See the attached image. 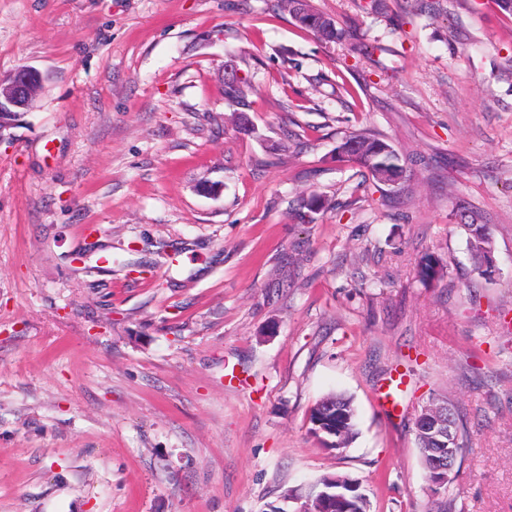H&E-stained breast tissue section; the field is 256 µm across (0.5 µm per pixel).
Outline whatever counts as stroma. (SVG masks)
<instances>
[{
    "mask_svg": "<svg viewBox=\"0 0 512 512\" xmlns=\"http://www.w3.org/2000/svg\"><path fill=\"white\" fill-rule=\"evenodd\" d=\"M312 3L342 40L279 0H0V75L44 84L0 136V512H298L335 473L371 512H512V10ZM358 132L399 185L339 159ZM340 392L330 450L308 413ZM438 394L444 493L414 436ZM281 3L300 28L312 31L321 38L328 40H340L342 38L343 34L336 29L332 18L317 11L310 4V0H281ZM459 225L464 228L469 235L468 246L477 269L486 274V270L483 269L485 259L488 253L493 250V240L486 225L468 222ZM328 406H332L336 408L341 414V439H342V447L349 442L350 439L353 438L355 434V409L352 405V401L350 398H347L341 394H332L327 397H324L317 401L309 412V433L320 440V442L326 447H329L327 440L333 442L334 436L330 433V426L325 424L321 425V410L327 408ZM322 427H324L327 431H323ZM435 409H441L448 415V438H440V442L443 445L447 446L448 441V446L445 447L448 448V468H446L445 472L440 473V477H438L439 482H446L448 481L449 473L453 470L458 460L455 448H457L460 455L462 454V451L464 449L463 434L459 426L458 414L457 412H455L454 409L448 407L447 401L442 400L440 403L433 404L429 408H426L420 412L416 420L415 440L417 448H419L423 467L426 470V472H429L430 469L433 467L434 458L432 455V451L430 449L432 448V445L430 440L428 439V434H426L425 427L427 425L428 419L434 415Z\"/></svg>",
    "mask_w": 512,
    "mask_h": 512,
    "instance_id": "35a3bbf8",
    "label": "stroma"
}]
</instances>
